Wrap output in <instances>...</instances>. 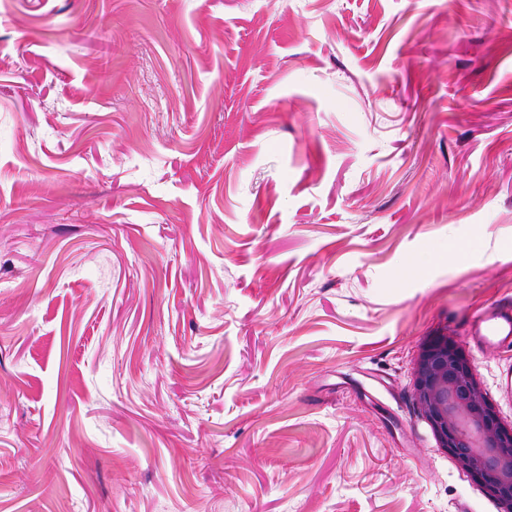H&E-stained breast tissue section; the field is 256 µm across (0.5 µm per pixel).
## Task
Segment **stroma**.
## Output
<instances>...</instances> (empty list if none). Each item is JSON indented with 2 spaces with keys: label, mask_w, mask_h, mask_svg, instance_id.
<instances>
[{
  "label": "stroma",
  "mask_w": 512,
  "mask_h": 512,
  "mask_svg": "<svg viewBox=\"0 0 512 512\" xmlns=\"http://www.w3.org/2000/svg\"><path fill=\"white\" fill-rule=\"evenodd\" d=\"M512 0H0V512H498ZM473 342L486 350L512 347V306L495 305L481 314L472 326ZM413 401L440 448L479 482L499 512H512V425L498 415L465 351L434 336L414 365Z\"/></svg>",
  "instance_id": "35a3bbf8"
}]
</instances>
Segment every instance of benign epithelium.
I'll use <instances>...</instances> for the list:
<instances>
[{
    "label": "benign epithelium",
    "instance_id": "1",
    "mask_svg": "<svg viewBox=\"0 0 512 512\" xmlns=\"http://www.w3.org/2000/svg\"><path fill=\"white\" fill-rule=\"evenodd\" d=\"M413 401L439 447L479 482L499 512H512V425L498 415L465 351L448 335L422 347Z\"/></svg>",
    "mask_w": 512,
    "mask_h": 512
}]
</instances>
